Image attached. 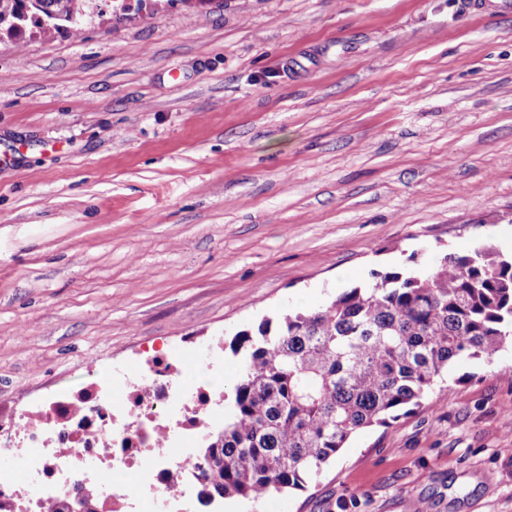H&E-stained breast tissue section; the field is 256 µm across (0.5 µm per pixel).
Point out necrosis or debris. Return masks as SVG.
Here are the masks:
<instances>
[{
    "instance_id": "1",
    "label": "necrosis or debris",
    "mask_w": 512,
    "mask_h": 512,
    "mask_svg": "<svg viewBox=\"0 0 512 512\" xmlns=\"http://www.w3.org/2000/svg\"><path fill=\"white\" fill-rule=\"evenodd\" d=\"M188 361L148 353L0 420V512H66L76 493L85 512H224L193 454L224 415V355L190 381Z\"/></svg>"
}]
</instances>
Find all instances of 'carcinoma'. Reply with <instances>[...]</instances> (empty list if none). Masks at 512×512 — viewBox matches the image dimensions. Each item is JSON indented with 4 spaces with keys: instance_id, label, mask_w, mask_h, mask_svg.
Returning a JSON list of instances; mask_svg holds the SVG:
<instances>
[{
    "instance_id": "cac0c4a2",
    "label": "carcinoma",
    "mask_w": 512,
    "mask_h": 512,
    "mask_svg": "<svg viewBox=\"0 0 512 512\" xmlns=\"http://www.w3.org/2000/svg\"><path fill=\"white\" fill-rule=\"evenodd\" d=\"M57 2L47 24L19 17L7 32L78 34L93 0ZM237 345L245 356L224 428L198 449L206 496L304 491L355 433L421 406L457 362L512 348V256L478 246L379 274Z\"/></svg>"
}]
</instances>
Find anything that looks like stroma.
I'll return each mask as SVG.
<instances>
[{
    "label": "stroma",
    "mask_w": 512,
    "mask_h": 512,
    "mask_svg": "<svg viewBox=\"0 0 512 512\" xmlns=\"http://www.w3.org/2000/svg\"><path fill=\"white\" fill-rule=\"evenodd\" d=\"M101 0L0 31V410L156 348H232L374 274L512 254V11ZM512 349L464 359L307 490L228 512H512ZM59 2L55 8L58 15L55 19L48 20L43 25L40 20H34L29 14L27 18H13L16 25L8 24L7 32L14 37L24 32V28L30 23L33 27H39L41 32L46 34L60 33L65 31L71 34H78L82 29V24L89 17L93 0H53Z\"/></svg>",
    "instance_id": "obj_1"
}]
</instances>
